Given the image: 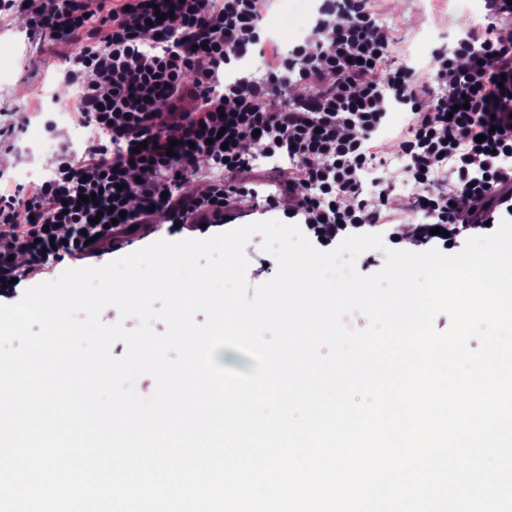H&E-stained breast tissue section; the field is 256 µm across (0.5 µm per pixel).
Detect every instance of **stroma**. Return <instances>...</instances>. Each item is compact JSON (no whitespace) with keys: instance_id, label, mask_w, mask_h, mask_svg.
Segmentation results:
<instances>
[{"instance_id":"stroma-1","label":"stroma","mask_w":512,"mask_h":512,"mask_svg":"<svg viewBox=\"0 0 512 512\" xmlns=\"http://www.w3.org/2000/svg\"><path fill=\"white\" fill-rule=\"evenodd\" d=\"M382 25L394 35L397 59L411 61L420 81L433 72L431 52L440 45H453L473 27L485 26L489 18L485 0H378ZM62 53H42L39 36L15 18L0 21V124L18 126L13 148L23 155L21 166L8 170L9 178L24 184L50 175L51 160L57 159L62 143H77V131L58 112L52 96L58 86L51 70L66 66ZM208 229L186 231L171 224H156L152 236L135 234L129 249H110L94 258L101 266L139 250L152 241H177L208 237Z\"/></svg>"}]
</instances>
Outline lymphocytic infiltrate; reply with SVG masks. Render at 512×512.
<instances>
[{"instance_id":"lymphocytic-infiltrate-1","label":"lymphocytic infiltrate","mask_w":512,"mask_h":512,"mask_svg":"<svg viewBox=\"0 0 512 512\" xmlns=\"http://www.w3.org/2000/svg\"><path fill=\"white\" fill-rule=\"evenodd\" d=\"M271 0H0L32 27L64 36L76 54L60 85L74 89L69 119L88 129L83 151L62 144L52 174L0 185V283L103 246L163 216L221 226L259 198L288 222L334 241L390 222L373 173L382 154L405 160L421 215L433 228L512 220V36L471 28L436 48L430 84L395 62L375 0H321L326 43L277 53L263 74L232 80V63L264 52ZM296 84L284 99L280 85ZM407 123L394 132L387 112ZM293 163V176L259 195L247 176L259 160ZM196 190L184 192L188 180ZM378 190L362 199L364 180ZM122 219H114V212ZM25 254L19 265L17 254Z\"/></svg>"}]
</instances>
